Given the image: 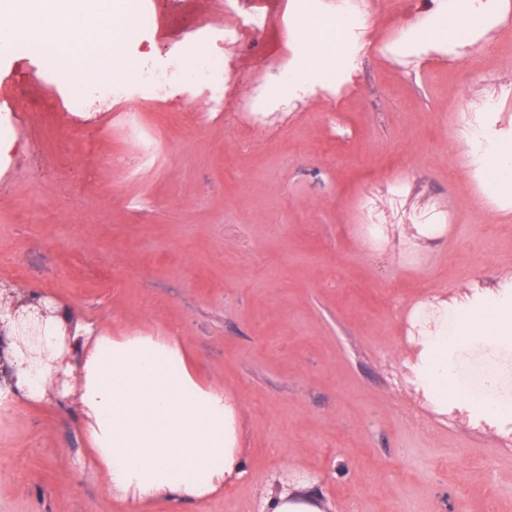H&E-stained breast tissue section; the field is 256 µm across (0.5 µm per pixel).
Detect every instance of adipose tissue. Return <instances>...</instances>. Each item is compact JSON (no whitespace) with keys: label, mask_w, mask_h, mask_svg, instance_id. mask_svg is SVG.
<instances>
[{"label":"adipose tissue","mask_w":512,"mask_h":512,"mask_svg":"<svg viewBox=\"0 0 512 512\" xmlns=\"http://www.w3.org/2000/svg\"><path fill=\"white\" fill-rule=\"evenodd\" d=\"M133 16L132 0H0V60L13 56L25 34L46 65L68 68L74 87L127 79L137 63L116 51ZM414 318L417 375L437 410H447L453 394L479 405L488 418L512 415L506 375L488 376L476 393L448 380L449 340L512 348V306L490 302L476 316L428 300ZM74 349L84 352L82 365L57 369L56 360ZM26 350L41 384L31 385L22 370L17 386L31 398L43 397L42 384L56 371L76 375L91 452L114 494L140 502L199 500L242 475L235 410L222 392L197 384L178 345L136 334L118 339L85 323L69 335L57 318Z\"/></svg>","instance_id":"ef3b65f1"}]
</instances>
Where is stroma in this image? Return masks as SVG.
I'll return each instance as SVG.
<instances>
[{"label": "stroma", "instance_id": "stroma-1", "mask_svg": "<svg viewBox=\"0 0 512 512\" xmlns=\"http://www.w3.org/2000/svg\"><path fill=\"white\" fill-rule=\"evenodd\" d=\"M413 0L373 8L369 48L335 95L311 89L276 140L206 110L191 78L150 100L110 104L72 129L45 105L73 90L26 42L0 62V283L49 295L97 330L177 340L198 383L237 408L244 473L200 501L144 506L112 494L77 397L13 393L16 336L0 340V512H261L305 490L330 512H512V436L478 406L437 412L418 391L409 316L420 300L512 303V193L482 197L462 112L512 139V0H493L471 41L392 42ZM188 33L124 47L167 64ZM296 38L247 59L265 90ZM496 109L484 111L487 100ZM152 128L136 164L122 116ZM199 121L185 131L178 115ZM123 155L112 163V155ZM407 183L392 198L390 181ZM377 238L363 229L361 198ZM448 216L420 236L419 217ZM468 266L449 264L459 242Z\"/></svg>", "mask_w": 512, "mask_h": 512}]
</instances>
